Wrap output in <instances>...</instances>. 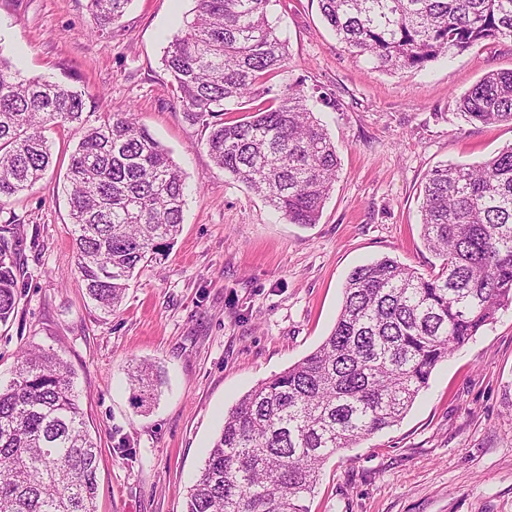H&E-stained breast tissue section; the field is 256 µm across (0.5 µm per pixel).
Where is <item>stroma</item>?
Instances as JSON below:
<instances>
[{
	"instance_id": "stroma-1",
	"label": "stroma",
	"mask_w": 512,
	"mask_h": 512,
	"mask_svg": "<svg viewBox=\"0 0 512 512\" xmlns=\"http://www.w3.org/2000/svg\"><path fill=\"white\" fill-rule=\"evenodd\" d=\"M87 0H0V54L29 76L70 75L97 111H134L186 175L181 232L164 264L137 269L115 313L88 299L63 176L80 131L50 135L54 164L0 210L14 225L17 308L0 326V383L28 344L73 367L100 446L97 512H185L225 414L243 394L315 350L349 274L390 256L422 274L440 261L421 237L419 196L441 163L475 164L512 144V123L460 109L488 71L512 70V39L484 41L420 71L372 68L338 41L318 0H270L288 43L276 88L300 82L340 159L315 224L286 221L214 165L162 57L193 0H132L99 33ZM164 383L138 408L130 367ZM311 512H512V306L433 370L406 416L324 463Z\"/></svg>"
}]
</instances>
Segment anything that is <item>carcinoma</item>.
I'll return each instance as SVG.
<instances>
[{"mask_svg": "<svg viewBox=\"0 0 512 512\" xmlns=\"http://www.w3.org/2000/svg\"><path fill=\"white\" fill-rule=\"evenodd\" d=\"M132 0H88L101 32ZM162 58L184 119L208 130L214 164L290 224H315L336 181L330 136L300 87L276 93L288 46L270 0H194ZM338 39L380 71L423 69L486 40L512 39V0H318ZM261 95L269 101L255 104ZM233 102L241 115L224 119ZM481 124L512 122V70L487 72L461 99ZM81 131L64 176L75 272L106 313L135 270L160 264L180 233L185 177L134 113L95 112L85 92L29 77L0 55V209L52 166L46 132ZM429 276L382 257L355 268L336 322L303 359L248 391L224 416L186 512H310L320 466L399 422L434 368L512 305V145L478 165L444 164L422 187ZM0 227V325L17 305L18 269ZM137 404L159 379L129 373ZM98 447L70 365L36 346L0 385V512H95Z\"/></svg>", "mask_w": 512, "mask_h": 512, "instance_id": "obj_1", "label": "carcinoma"}]
</instances>
